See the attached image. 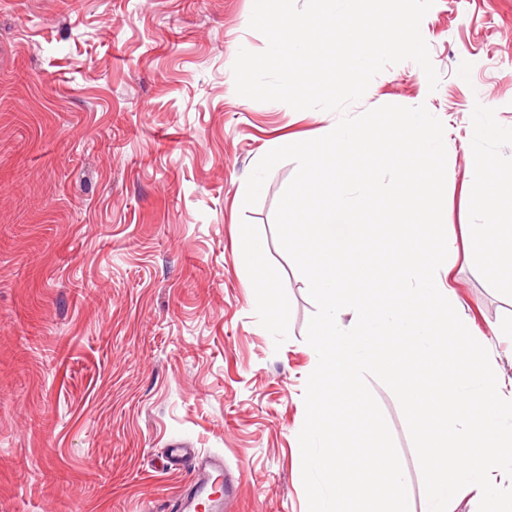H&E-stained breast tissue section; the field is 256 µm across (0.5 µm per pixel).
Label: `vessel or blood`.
I'll list each match as a JSON object with an SVG mask.
<instances>
[{"instance_id": "obj_1", "label": "vessel or blood", "mask_w": 512, "mask_h": 512, "mask_svg": "<svg viewBox=\"0 0 512 512\" xmlns=\"http://www.w3.org/2000/svg\"><path fill=\"white\" fill-rule=\"evenodd\" d=\"M238 480L224 470V459L209 456L193 463L190 486L177 504L178 512H195L196 502L209 497L212 512H224L235 497Z\"/></svg>"}]
</instances>
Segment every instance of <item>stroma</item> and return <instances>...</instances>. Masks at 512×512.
I'll return each instance as SVG.
<instances>
[{"mask_svg": "<svg viewBox=\"0 0 512 512\" xmlns=\"http://www.w3.org/2000/svg\"><path fill=\"white\" fill-rule=\"evenodd\" d=\"M253 0H0V512H173L188 488L170 443L238 477L233 512H308L296 433L315 311L280 247L294 161L244 207L266 144L323 136L339 112L237 95L239 49L263 51ZM440 81L387 67L356 116L426 105L448 131L444 226L458 314L512 378V279H491L466 225L483 161L512 195V0H435L421 23ZM491 115L483 126L478 113ZM262 242L283 306L256 303L241 234ZM410 474L395 395L369 379Z\"/></svg>", "mask_w": 512, "mask_h": 512, "instance_id": "stroma-1", "label": "stroma"}]
</instances>
